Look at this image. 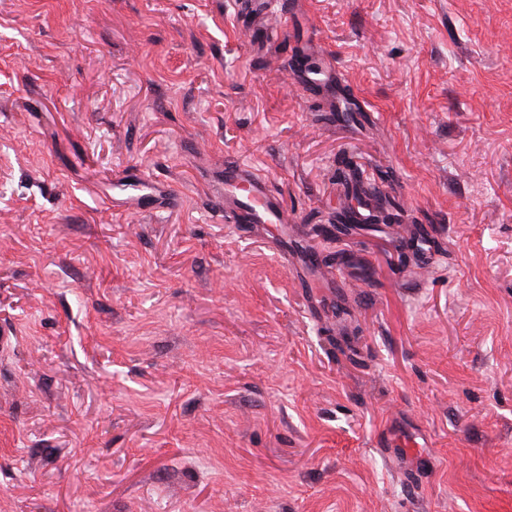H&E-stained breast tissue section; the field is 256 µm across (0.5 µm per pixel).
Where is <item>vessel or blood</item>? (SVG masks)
Returning a JSON list of instances; mask_svg holds the SVG:
<instances>
[{"label":"vessel or blood","mask_w":512,"mask_h":512,"mask_svg":"<svg viewBox=\"0 0 512 512\" xmlns=\"http://www.w3.org/2000/svg\"><path fill=\"white\" fill-rule=\"evenodd\" d=\"M224 183L228 186L247 185L249 192L225 198L224 211L245 224H284L288 213L272 197L265 181L255 177L250 171L232 165L224 167Z\"/></svg>","instance_id":"obj_1"}]
</instances>
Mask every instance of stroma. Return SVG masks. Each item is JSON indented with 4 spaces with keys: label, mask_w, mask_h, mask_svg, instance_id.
<instances>
[{
    "label": "stroma",
    "mask_w": 512,
    "mask_h": 512,
    "mask_svg": "<svg viewBox=\"0 0 512 512\" xmlns=\"http://www.w3.org/2000/svg\"><path fill=\"white\" fill-rule=\"evenodd\" d=\"M0 512H512V0H0ZM246 184L250 193L224 199V212L243 224H284L288 212L272 197L266 182L250 171L224 164V185Z\"/></svg>",
    "instance_id": "1"
}]
</instances>
